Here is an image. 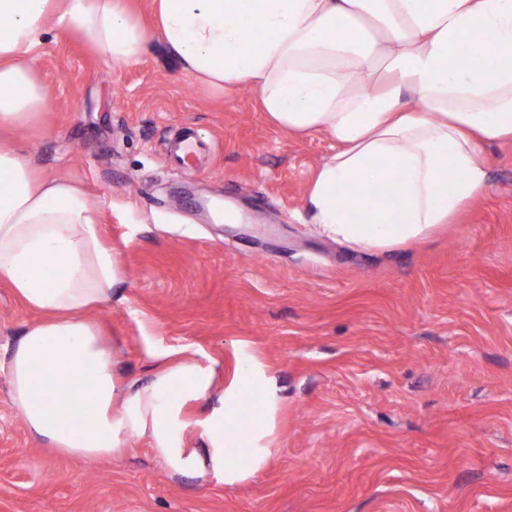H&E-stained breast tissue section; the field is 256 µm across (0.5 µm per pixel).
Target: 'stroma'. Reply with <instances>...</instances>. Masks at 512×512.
Masks as SVG:
<instances>
[{
    "label": "stroma",
    "mask_w": 512,
    "mask_h": 512,
    "mask_svg": "<svg viewBox=\"0 0 512 512\" xmlns=\"http://www.w3.org/2000/svg\"><path fill=\"white\" fill-rule=\"evenodd\" d=\"M39 68L51 108L17 136L101 204L123 279L93 318L116 378L167 351L221 387L243 344L280 401L271 462L228 486L170 472L146 438L56 454L0 373V512H512V142L485 149L489 188L454 223L366 250L305 204L335 142L274 126L253 91L200 89L156 42L112 65L54 30ZM185 124L211 145L193 174L167 158ZM37 318L0 287V365Z\"/></svg>",
    "instance_id": "1"
}]
</instances>
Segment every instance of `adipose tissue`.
I'll return each mask as SVG.
<instances>
[{"label":"adipose tissue","mask_w":512,"mask_h":512,"mask_svg":"<svg viewBox=\"0 0 512 512\" xmlns=\"http://www.w3.org/2000/svg\"><path fill=\"white\" fill-rule=\"evenodd\" d=\"M153 13L149 26L129 0H0V129L36 127L50 108L49 28L117 65L156 40L198 87L252 89L279 128L330 135L307 208L328 237L375 250L450 223L488 187L483 148L512 141V0H153ZM99 224L76 181L0 138V284L40 315L0 368L26 430L90 459L146 437L173 473L246 479L273 455L272 376L244 354L219 391L213 363L185 357L120 385L90 320L121 281Z\"/></svg>","instance_id":"1"}]
</instances>
